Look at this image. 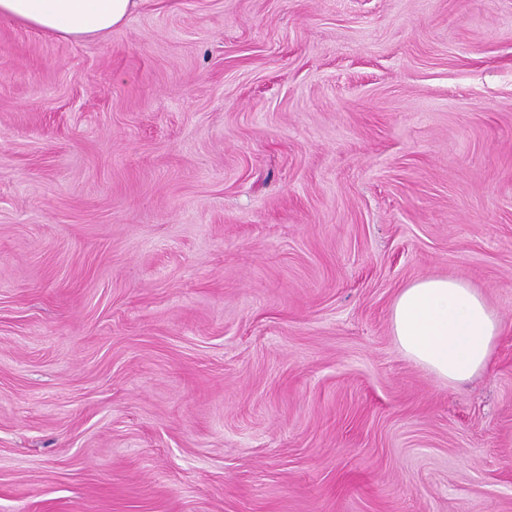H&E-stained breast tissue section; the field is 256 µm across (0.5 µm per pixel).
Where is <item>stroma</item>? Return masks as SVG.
<instances>
[{
    "mask_svg": "<svg viewBox=\"0 0 512 512\" xmlns=\"http://www.w3.org/2000/svg\"><path fill=\"white\" fill-rule=\"evenodd\" d=\"M427 276L470 382L394 342ZM0 512H512V0L0 19ZM390 322L400 352L448 384L483 371L502 331L482 294L448 277H426L403 288Z\"/></svg>",
    "mask_w": 512,
    "mask_h": 512,
    "instance_id": "1",
    "label": "stroma"
}]
</instances>
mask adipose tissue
Instances as JSON below:
<instances>
[{"instance_id": "adipose-tissue-1", "label": "adipose tissue", "mask_w": 512, "mask_h": 512, "mask_svg": "<svg viewBox=\"0 0 512 512\" xmlns=\"http://www.w3.org/2000/svg\"><path fill=\"white\" fill-rule=\"evenodd\" d=\"M139 0H0V19L69 40L122 25ZM400 352L438 379L462 383L483 371L502 331L485 298L466 282L426 277L403 288L390 314Z\"/></svg>"}]
</instances>
